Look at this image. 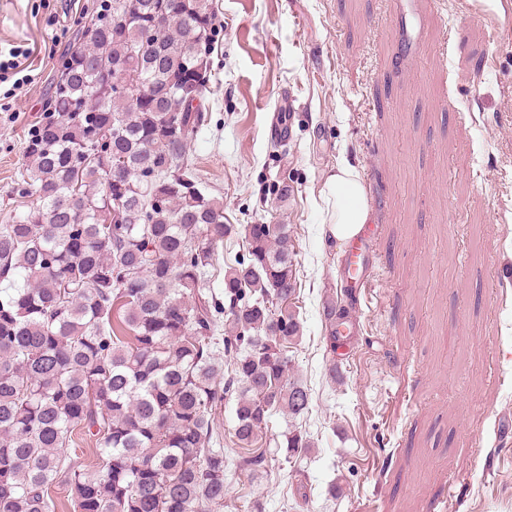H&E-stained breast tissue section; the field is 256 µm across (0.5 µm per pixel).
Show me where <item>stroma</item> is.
<instances>
[{
  "mask_svg": "<svg viewBox=\"0 0 512 512\" xmlns=\"http://www.w3.org/2000/svg\"><path fill=\"white\" fill-rule=\"evenodd\" d=\"M95 0H0V224L26 142ZM208 121L188 158L228 224H285L303 338L291 375L313 448L259 443L268 467L229 462L220 512H512V0H214ZM286 147L271 143L279 111ZM365 180L378 284L329 354L323 306L349 249L326 240L320 193L340 158ZM287 174L281 205L272 187ZM337 486V497L328 489Z\"/></svg>",
  "mask_w": 512,
  "mask_h": 512,
  "instance_id": "obj_1",
  "label": "stroma"
}]
</instances>
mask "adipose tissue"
<instances>
[{
	"mask_svg": "<svg viewBox=\"0 0 512 512\" xmlns=\"http://www.w3.org/2000/svg\"><path fill=\"white\" fill-rule=\"evenodd\" d=\"M321 200L326 233L335 241L351 242L370 222L362 173L349 160L337 162L335 173L329 176L321 191Z\"/></svg>",
	"mask_w": 512,
	"mask_h": 512,
	"instance_id": "obj_1",
	"label": "adipose tissue"
}]
</instances>
